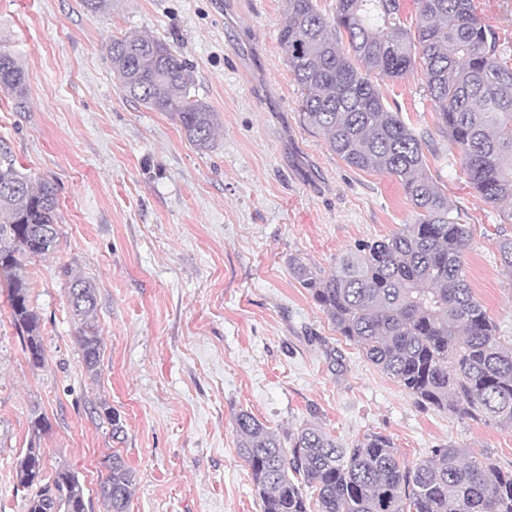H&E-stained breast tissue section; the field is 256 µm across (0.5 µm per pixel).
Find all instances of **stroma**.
<instances>
[{
	"instance_id": "35a3bbf8",
	"label": "stroma",
	"mask_w": 512,
	"mask_h": 512,
	"mask_svg": "<svg viewBox=\"0 0 512 512\" xmlns=\"http://www.w3.org/2000/svg\"><path fill=\"white\" fill-rule=\"evenodd\" d=\"M285 0H0V49L26 75L27 106L0 93V148L32 179L54 183L56 251L27 264L46 360L30 365L0 290V512H27L16 463L38 440L44 474L75 471L92 512L105 456L135 474L129 512H262L237 453L235 416L321 426L344 444L392 438L405 460L452 445L512 469V431L424 408L345 341L288 263L318 276L363 241L417 214L394 177L350 167L304 126L278 44ZM166 40L194 71V98L218 114L199 151L167 114L127 99L113 37ZM421 72L378 84L391 109L430 134L427 167L469 226L466 273L512 336V271L498 242L512 205L472 190L435 130ZM93 279L103 357L82 366L67 270ZM124 426L113 437L105 410ZM47 427L34 434L31 422Z\"/></svg>"
}]
</instances>
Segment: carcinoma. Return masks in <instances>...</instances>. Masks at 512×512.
I'll list each match as a JSON object with an SVG mask.
<instances>
[{
  "label": "carcinoma",
  "mask_w": 512,
  "mask_h": 512,
  "mask_svg": "<svg viewBox=\"0 0 512 512\" xmlns=\"http://www.w3.org/2000/svg\"><path fill=\"white\" fill-rule=\"evenodd\" d=\"M285 0L278 43L300 92L303 123L348 165L389 174L418 219L341 255L334 274L317 276L297 259L293 277L345 340L394 379L416 403L512 429V339L476 298L466 275L467 225L425 167V138L386 105L371 76L401 79L420 69L438 131L457 149L469 186L491 204L512 202V48L500 43L473 0ZM125 95L178 122L197 150L212 147L218 114L190 97L191 67L168 42L133 32L108 47ZM25 72L0 59V91L22 101ZM59 202L48 181H33L0 152V286L29 363L45 361L40 317L31 307L26 262L54 252ZM80 326L76 343L97 374L103 348L92 281L68 276ZM237 448L251 470L262 512H512V470L489 455L441 446L414 464L393 440L367 432L350 446L307 424L285 435L248 412L235 418ZM100 482L107 512H127L134 474L114 453ZM27 512H88L78 475L46 478L36 442L17 462Z\"/></svg>",
  "instance_id": "obj_1"
}]
</instances>
